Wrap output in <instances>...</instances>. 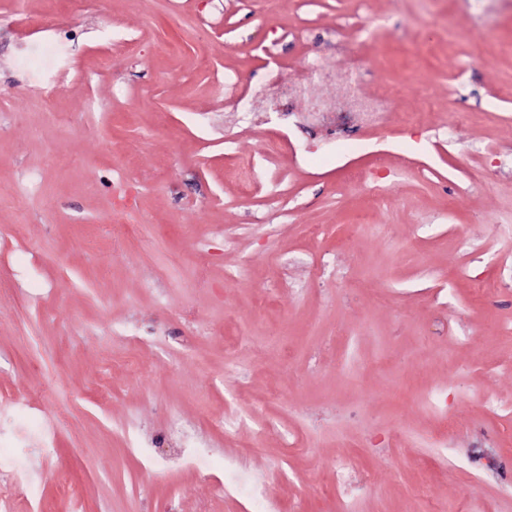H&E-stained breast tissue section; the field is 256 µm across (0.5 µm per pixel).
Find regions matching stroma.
<instances>
[{"label": "stroma", "mask_w": 512, "mask_h": 512, "mask_svg": "<svg viewBox=\"0 0 512 512\" xmlns=\"http://www.w3.org/2000/svg\"><path fill=\"white\" fill-rule=\"evenodd\" d=\"M52 35L47 86L20 48ZM282 85L284 112L260 94ZM499 224L507 0H0V410L57 450L8 512H69L67 485L84 512H251L188 471L142 480L125 433L170 452L174 414L217 457L281 464L288 510L337 512L315 485L352 437L355 512H407L408 462L448 512H512V422L480 406L512 405V287L473 295L512 256ZM270 383L253 429H210ZM424 401L441 423V427L432 435L434 446L436 448H447L448 431L454 427V420L448 414L447 395L443 390L431 387L427 390Z\"/></svg>", "instance_id": "stroma-1"}]
</instances>
